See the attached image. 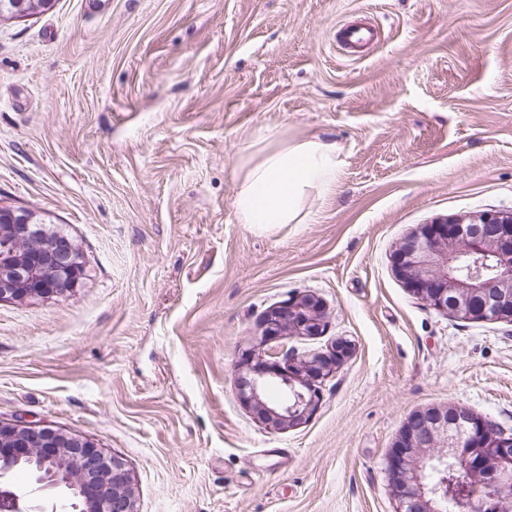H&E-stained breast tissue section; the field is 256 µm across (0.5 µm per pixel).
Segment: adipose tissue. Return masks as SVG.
I'll use <instances>...</instances> for the list:
<instances>
[{
	"mask_svg": "<svg viewBox=\"0 0 512 512\" xmlns=\"http://www.w3.org/2000/svg\"><path fill=\"white\" fill-rule=\"evenodd\" d=\"M339 155L335 143L317 136L260 141L240 161L233 199L238 222L264 231L308 223L310 201L336 185Z\"/></svg>",
	"mask_w": 512,
	"mask_h": 512,
	"instance_id": "obj_1",
	"label": "adipose tissue"
}]
</instances>
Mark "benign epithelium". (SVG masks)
Here are the masks:
<instances>
[{
	"label": "benign epithelium",
	"instance_id": "benign-epithelium-1",
	"mask_svg": "<svg viewBox=\"0 0 512 512\" xmlns=\"http://www.w3.org/2000/svg\"><path fill=\"white\" fill-rule=\"evenodd\" d=\"M51 0H0V23L27 16ZM36 213L0 204V304L35 297H62L82 279L76 246L69 240L45 244L36 232ZM394 267L408 289L433 309L464 320L512 322V212L484 213L468 223L426 224L393 254ZM494 292L493 309L475 299ZM324 308L312 295L268 310L258 324L257 344L239 361V400L266 427L286 430L304 423L321 400L320 383L348 356L339 340L327 352L303 356L270 339L318 336ZM278 380L294 401L262 398ZM38 463L35 488L21 491L8 482L23 463ZM385 473L399 512H447L450 474L459 483L460 503L471 512H512V435L486 417L452 405L410 415L390 448ZM65 491V512H136L132 478L117 456L93 440L47 425L0 420V512H44L34 493Z\"/></svg>",
	"mask_w": 512,
	"mask_h": 512
}]
</instances>
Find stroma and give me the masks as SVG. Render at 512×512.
Listing matches in <instances>:
<instances>
[{
    "label": "stroma",
    "instance_id": "1",
    "mask_svg": "<svg viewBox=\"0 0 512 512\" xmlns=\"http://www.w3.org/2000/svg\"><path fill=\"white\" fill-rule=\"evenodd\" d=\"M378 39L353 53L340 25ZM336 143L307 224L238 223V161ZM0 202L68 231L86 275L0 304V419L120 457L137 512H396L406 419L460 404L512 433V324L416 298L422 225L512 210V0H55L0 23ZM350 356L310 419L235 390L266 311L305 295Z\"/></svg>",
    "mask_w": 512,
    "mask_h": 512
}]
</instances>
